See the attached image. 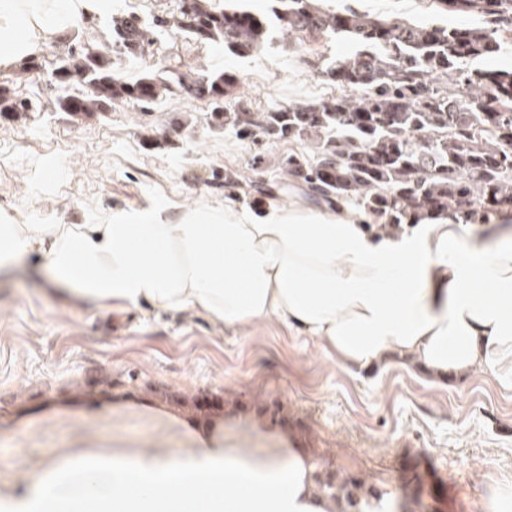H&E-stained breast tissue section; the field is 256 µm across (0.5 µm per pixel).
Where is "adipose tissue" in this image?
Segmentation results:
<instances>
[{"label":"adipose tissue","instance_id":"1","mask_svg":"<svg viewBox=\"0 0 512 512\" xmlns=\"http://www.w3.org/2000/svg\"><path fill=\"white\" fill-rule=\"evenodd\" d=\"M112 12V0H0L7 69L63 33ZM36 273L64 302L123 311L196 312L235 332L276 321L359 371L401 359L443 380L512 374V212L393 227L345 203L304 198L254 211L188 206L116 214L104 224L0 219V278ZM172 450L65 462L9 499L6 512H341L295 436L182 425Z\"/></svg>","mask_w":512,"mask_h":512}]
</instances>
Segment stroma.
<instances>
[{"label":"stroma","mask_w":512,"mask_h":512,"mask_svg":"<svg viewBox=\"0 0 512 512\" xmlns=\"http://www.w3.org/2000/svg\"><path fill=\"white\" fill-rule=\"evenodd\" d=\"M329 6L444 19L432 0ZM346 49L340 40L296 49L278 41L242 58L163 34L123 70H157L176 56L203 73L236 72L245 99L270 107L327 95L309 63ZM208 116L207 102L168 98L76 123L49 110L14 125L0 119V211L18 224H93L116 212L251 204L253 188L225 186L228 172L264 181L268 203L295 195L277 181L280 159L300 144L243 141L210 128ZM177 118L191 130L173 134ZM151 136L158 145L145 146ZM169 414L218 428L280 426L303 438L324 473L397 491L413 512H512L510 378L475 372L438 384L397 362L353 373L275 323L245 337L192 315L63 304L25 270L0 279V498L24 493L53 463L110 457L118 438L129 453L144 438L183 447Z\"/></svg>","instance_id":"stroma-1"}]
</instances>
